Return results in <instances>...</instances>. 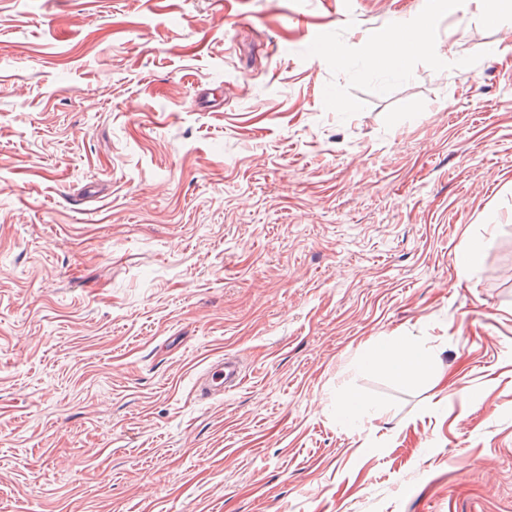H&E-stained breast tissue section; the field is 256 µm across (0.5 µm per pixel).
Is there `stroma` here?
<instances>
[{"mask_svg":"<svg viewBox=\"0 0 512 512\" xmlns=\"http://www.w3.org/2000/svg\"><path fill=\"white\" fill-rule=\"evenodd\" d=\"M495 8L0 0V512H512ZM427 43V26L421 24L412 39L405 40L401 37L394 38L390 47L380 48L374 47L368 55V64L375 69H392L400 70V60L407 57L420 49ZM372 355L378 360H386V367L394 375L406 380H418L432 373V365L428 358L411 342L404 344L399 353L376 344ZM240 382V370L237 361L231 358H222L210 364L208 379L201 383V387L208 390L210 396L223 391L227 386H235Z\"/></svg>","mask_w":512,"mask_h":512,"instance_id":"stroma-1","label":"stroma"}]
</instances>
